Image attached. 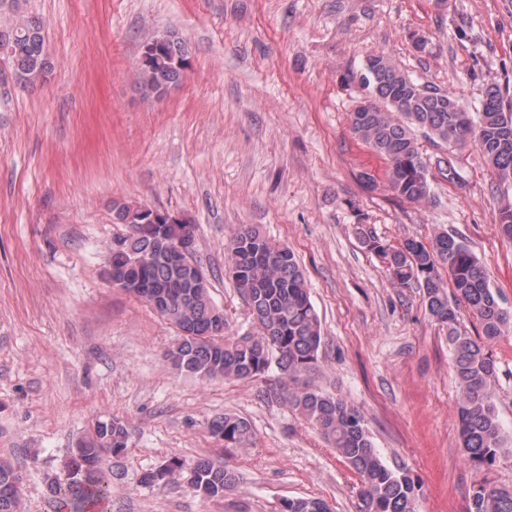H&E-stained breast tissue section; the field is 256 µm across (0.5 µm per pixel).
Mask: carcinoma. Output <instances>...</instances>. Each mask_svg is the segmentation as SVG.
<instances>
[{
  "label": "carcinoma",
  "instance_id": "cac0c4a2",
  "mask_svg": "<svg viewBox=\"0 0 512 512\" xmlns=\"http://www.w3.org/2000/svg\"><path fill=\"white\" fill-rule=\"evenodd\" d=\"M9 17L0 21V54L5 55L25 82L33 85L48 68L44 23L23 11L21 0H0ZM146 60L138 64V92L148 102L161 99L180 83L190 65L189 46L174 32L156 35L141 47ZM362 83L368 100L351 112L350 129L385 161V185L397 198L411 202L431 200L429 166L414 131L437 145L462 148L475 144L491 173L512 181V103L500 87L490 83L476 116L446 90L415 81L385 52L367 58ZM143 205L116 201L113 223L136 224L139 229L111 249L109 269L135 285L133 295L160 304L154 311L179 332L167 360L180 371L208 378L246 380L265 373L274 364L288 377L314 369L323 342L321 327L310 301L305 273L294 252L270 241L257 225L241 226L225 243L228 271L243 273L233 279L237 292L259 328L255 336H224V310L210 295V282L192 257L176 263L166 257L168 247L191 226L182 216L172 224H146ZM501 233L512 239V204L499 209ZM367 245L377 252L392 282L424 288L428 314L448 333L452 368L460 388L459 433L463 452L476 467L491 468L512 457V439L503 435L493 402L495 362L482 341L459 329L460 304L480 321L486 339L512 330V312L504 309L497 291L470 247L447 231L434 234L431 243L406 238L399 248L387 247L375 236ZM448 270L453 297L439 276ZM288 403L336 448L359 475L361 488L356 512H417L418 479L404 467H390L366 428L364 415L348 400L318 388L288 393ZM212 434L228 447H243L252 438L250 423L224 414L209 424ZM125 422L112 417L98 420L81 440L63 476L50 483L53 512H100L112 502V485L100 470L105 455L127 448ZM184 462L173 458L146 472L147 485L167 482L180 474ZM191 488L207 497L222 498L234 490L235 472L200 458L190 467ZM14 467L0 462V512H20ZM283 512H329L320 499H286ZM469 512H512V487L482 481L473 486Z\"/></svg>",
  "mask_w": 512,
  "mask_h": 512
}]
</instances>
